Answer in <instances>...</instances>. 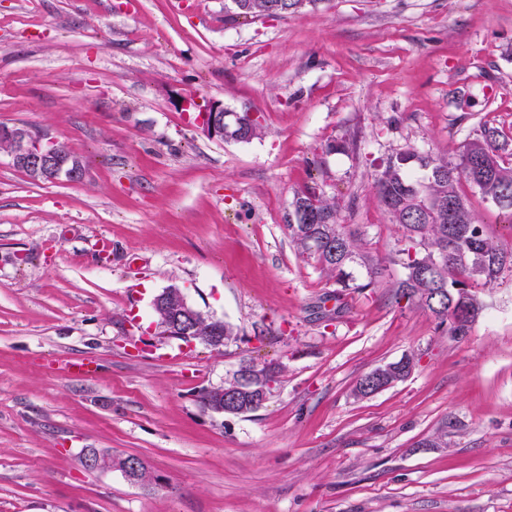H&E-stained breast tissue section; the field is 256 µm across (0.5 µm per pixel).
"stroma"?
<instances>
[{"label":"stroma","instance_id":"obj_1","mask_svg":"<svg viewBox=\"0 0 512 512\" xmlns=\"http://www.w3.org/2000/svg\"><path fill=\"white\" fill-rule=\"evenodd\" d=\"M215 100L264 135L205 136ZM17 124L84 172L37 182L0 150V512H512V273L449 335L397 301L407 242L373 189L407 146L455 164L485 124L512 144V0L235 21L224 0H0V125ZM460 188L512 249V218ZM305 191L385 264L374 288L289 241ZM174 284L232 338L163 335L152 301ZM405 355V380L356 396ZM247 357L283 368L267 402L204 412L199 392ZM74 358L97 377L68 375ZM88 448L140 457L155 483L87 470Z\"/></svg>","mask_w":512,"mask_h":512}]
</instances>
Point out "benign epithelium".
Returning <instances> with one entry per match:
<instances>
[{"instance_id":"1","label":"benign epithelium","mask_w":512,"mask_h":512,"mask_svg":"<svg viewBox=\"0 0 512 512\" xmlns=\"http://www.w3.org/2000/svg\"><path fill=\"white\" fill-rule=\"evenodd\" d=\"M200 131L209 138L231 139L238 136V114L224 108L220 102H211L201 109L197 119ZM9 145L8 153L13 165L33 179L54 181L61 177L77 179L82 172L72 168L68 150L53 141L42 142L25 126L4 127L0 132V144ZM153 309L166 316L165 325L177 327L186 338L194 336L195 323L205 314L191 304L183 294H178L176 304H170V290L166 289L153 301ZM237 383L230 389L208 388L213 404L220 413L235 415L243 402L241 392L250 393L253 404L266 401L267 390L252 368L236 372ZM85 468L89 470L117 469L134 484H147L153 481L151 474L144 471V463L133 457H114L103 452L87 453L83 456Z\"/></svg>"}]
</instances>
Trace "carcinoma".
Masks as SVG:
<instances>
[{"mask_svg":"<svg viewBox=\"0 0 512 512\" xmlns=\"http://www.w3.org/2000/svg\"><path fill=\"white\" fill-rule=\"evenodd\" d=\"M241 127L257 133L242 137L249 142L263 126L249 112L239 113ZM505 145L499 131L483 126L470 139L456 165L406 147L390 155L374 175L373 187L392 223L409 243L406 277L398 283L397 299H405L430 312L451 336L467 334L473 320L459 322L448 313L457 289L466 288L468 305L481 307L473 289L494 284L512 270V250L500 247L479 224L460 190L466 180L487 201L498 196L512 199V165L501 159ZM426 170L425 180L414 179L411 167ZM288 237L303 254L315 258L323 270L346 284V266L359 251L357 232L339 223L335 198L307 192L296 195L289 214Z\"/></svg>","mask_w":512,"mask_h":512,"instance_id":"1","label":"carcinoma"}]
</instances>
